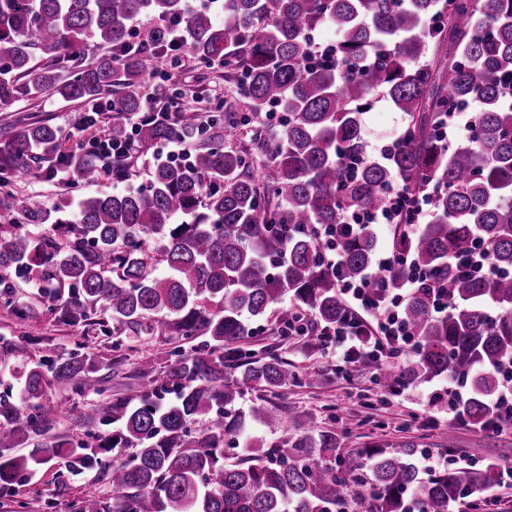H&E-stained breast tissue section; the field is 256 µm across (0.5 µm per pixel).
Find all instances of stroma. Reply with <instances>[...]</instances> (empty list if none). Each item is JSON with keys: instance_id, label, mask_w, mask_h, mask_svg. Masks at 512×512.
I'll list each match as a JSON object with an SVG mask.
<instances>
[{"instance_id": "35a3bbf8", "label": "stroma", "mask_w": 512, "mask_h": 512, "mask_svg": "<svg viewBox=\"0 0 512 512\" xmlns=\"http://www.w3.org/2000/svg\"><path fill=\"white\" fill-rule=\"evenodd\" d=\"M167 73L181 92V105L201 112L202 116H211L220 105L240 104L236 83L225 78L223 65L201 64L190 50L169 53ZM14 108L18 116L57 126L61 131L59 150L63 153L74 145L73 127L86 110L83 103L55 97H24ZM363 121L366 139L378 144L390 141L406 123L404 114L394 111L383 100L364 114ZM55 168V162L41 160L27 172L13 175L10 190L18 209L15 222L20 230L35 235L43 231L42 226L24 219L22 211L30 201H41L50 208L64 197V190L51 178ZM15 301L29 306L30 311L28 326L23 329L18 326L11 306L0 303V396L14 401L20 398V370L74 349L97 358H113V366L104 370L108 377L104 395L116 400L126 398L130 388L143 380V362L153 361L152 377L160 386L165 381L163 369L170 351H189L195 347L194 342L166 336L131 335L124 337L120 351L116 352L108 335L111 323L69 324L59 315L48 313L41 295L25 282L19 283ZM282 327L281 314L276 310L254 320L253 334L245 341V349L259 355L281 356L299 374H310L311 380L273 393L245 392L239 402L241 409L261 403L274 413L272 420L256 426L257 435L275 442L286 434H315L332 428L338 434L345 459L357 463L363 461L367 449L389 452L410 443L415 449H428L450 467L473 463L478 457L500 467L512 464V430L491 434L470 425L455 424L449 429L454 436V445L449 448L442 441L446 429L426 424L427 402L432 394L447 387V379L410 384L391 393L377 384L374 364L364 361L338 367L333 353L311 346L307 339L283 335ZM90 402V397L73 392L47 390L42 412L50 428L39 437L21 436L19 453L28 454L44 440L64 443L83 434L86 423L76 420L70 409L87 407ZM91 493L107 499L112 488L98 470L72 474L66 456L62 455L39 466L33 481L17 482L9 492L1 494L0 512H72V503Z\"/></svg>"}]
</instances>
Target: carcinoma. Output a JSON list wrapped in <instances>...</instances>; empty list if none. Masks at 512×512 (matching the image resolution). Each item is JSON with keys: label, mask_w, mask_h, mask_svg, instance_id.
I'll use <instances>...</instances> for the list:
<instances>
[{"label": "carcinoma", "mask_w": 512, "mask_h": 512, "mask_svg": "<svg viewBox=\"0 0 512 512\" xmlns=\"http://www.w3.org/2000/svg\"><path fill=\"white\" fill-rule=\"evenodd\" d=\"M438 2L0 0V299L12 303L7 272L35 271L54 287L49 310L67 322L99 310L118 336L207 338L191 353L172 351L165 374L175 401H163L149 380L132 399L92 408L89 422L115 430L70 443L69 458L107 475L112 502L88 496L78 512H348L353 503L369 512H411V496L418 512H451L498 482L492 463L423 470L408 443L393 454L370 451L349 467L336 431L269 443L248 430L271 410L237 409L249 389L301 381L282 357L238 346L251 336V322L287 299L283 323L309 312L330 327L343 312L337 275L356 281L372 262V227L342 242L339 274L321 260L313 227L383 208L386 188L397 181L432 191L428 221L411 242L414 271L441 287L448 311L436 315L426 286L408 296L401 312L419 347L406 370H388L377 381L391 390L462 378L470 382L458 402L467 420L512 430V416L493 402L512 357V0H446L443 10ZM145 19L149 46L125 53L132 27ZM168 20L181 21L199 62L223 61L245 111L214 115L204 126L183 108L167 122L142 120L137 148L188 142L191 163L159 164L147 184L125 191L67 197L53 208L34 201L28 223L51 231L34 237L17 229L14 199L2 188L31 167L34 149L52 154L60 135L51 125L12 118V105L24 95L70 102L105 96L112 138H127L126 119L143 111L146 82L161 80V109L178 98L163 84ZM323 25L336 38L316 63L313 34ZM90 41L112 46V55L87 61ZM379 98L406 116L385 158L367 152L363 129V115ZM459 103L472 107L473 123L452 143L438 120ZM271 108L285 113L283 122L256 120ZM229 127L246 128L249 143L226 147ZM253 148L265 157L261 177ZM69 162L84 182L98 181L84 156ZM478 241L498 277L455 269L454 259ZM65 288L71 297L58 305ZM103 366L77 350L46 359L22 376L23 406L0 399V492L58 454L55 443L12 453L21 433L44 432L38 400L45 389L100 395ZM104 448L135 453L111 461Z\"/></svg>", "instance_id": "1"}]
</instances>
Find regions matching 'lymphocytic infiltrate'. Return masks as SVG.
I'll use <instances>...</instances> for the list:
<instances>
[{
  "instance_id": "obj_1",
  "label": "lymphocytic infiltrate",
  "mask_w": 512,
  "mask_h": 512,
  "mask_svg": "<svg viewBox=\"0 0 512 512\" xmlns=\"http://www.w3.org/2000/svg\"><path fill=\"white\" fill-rule=\"evenodd\" d=\"M98 113L89 112L82 119L79 131L80 148L99 169L100 174L112 172L116 156L132 160L135 151L131 143H116L110 134L97 131ZM408 211L410 218L404 226V235H412L419 220L431 210V194L420 190L409 194L400 184H392L386 205L365 215L348 214L342 226L318 227L316 237L321 245L320 256L329 266H339L341 255L336 246L343 227L358 228L362 225L395 223L401 211ZM413 265L409 249L392 246L391 250L378 254L365 271L360 282L342 284L341 297L344 312L334 327L325 333L327 343L334 345L338 358L347 362L368 360L380 367H394L399 358L410 354L417 345L415 336L405 326L398 309L410 293L423 286L421 275L404 278L401 286H394L392 273Z\"/></svg>"
}]
</instances>
